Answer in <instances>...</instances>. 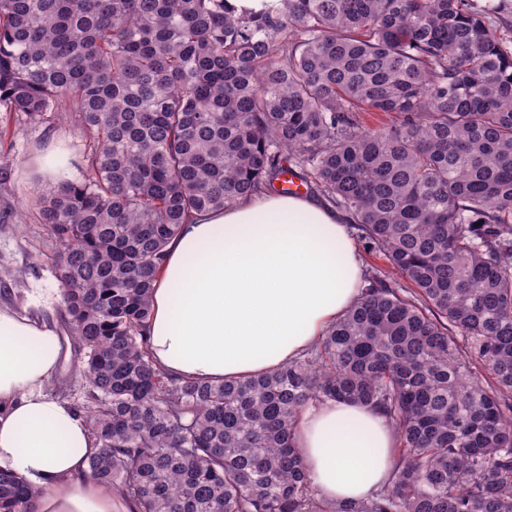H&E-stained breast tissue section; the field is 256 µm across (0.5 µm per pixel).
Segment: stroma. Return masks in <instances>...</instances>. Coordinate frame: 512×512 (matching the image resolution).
<instances>
[{
    "label": "stroma",
    "mask_w": 512,
    "mask_h": 512,
    "mask_svg": "<svg viewBox=\"0 0 512 512\" xmlns=\"http://www.w3.org/2000/svg\"><path fill=\"white\" fill-rule=\"evenodd\" d=\"M8 139L9 146L0 149V163L11 169L8 190L17 211L11 223H0V269L11 273L6 283L0 285V303L23 308L37 318L56 321L60 318L58 306L47 307L41 302L42 297H56L61 291L51 271L55 242L29 206L36 193L51 190L52 185L34 170L25 168L24 163L53 140L63 141L70 156H77L84 148L85 137L76 127L62 123L52 127L12 128Z\"/></svg>",
    "instance_id": "stroma-1"
}]
</instances>
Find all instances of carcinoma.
Instances as JSON below:
<instances>
[{"instance_id": "obj_1", "label": "carcinoma", "mask_w": 512, "mask_h": 512, "mask_svg": "<svg viewBox=\"0 0 512 512\" xmlns=\"http://www.w3.org/2000/svg\"><path fill=\"white\" fill-rule=\"evenodd\" d=\"M512 0H0V117L86 140L36 195L102 449L137 512H512ZM341 209L370 267L303 358L205 383L147 349L166 247L262 191ZM311 400L381 410L372 498L318 496L292 434ZM38 492L0 470V512Z\"/></svg>"}]
</instances>
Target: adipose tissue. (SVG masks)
<instances>
[{"label":"adipose tissue","mask_w":512,"mask_h":512,"mask_svg":"<svg viewBox=\"0 0 512 512\" xmlns=\"http://www.w3.org/2000/svg\"><path fill=\"white\" fill-rule=\"evenodd\" d=\"M364 277L346 218L317 198L262 194L183 224L154 283L150 351L168 374L221 382L306 355L357 301ZM66 340L55 323L0 305V469L38 490L36 512H136L89 478L85 417L54 397ZM320 497L352 502L389 482L397 437L384 415L316 402L293 435Z\"/></svg>","instance_id":"adipose-tissue-1"}]
</instances>
